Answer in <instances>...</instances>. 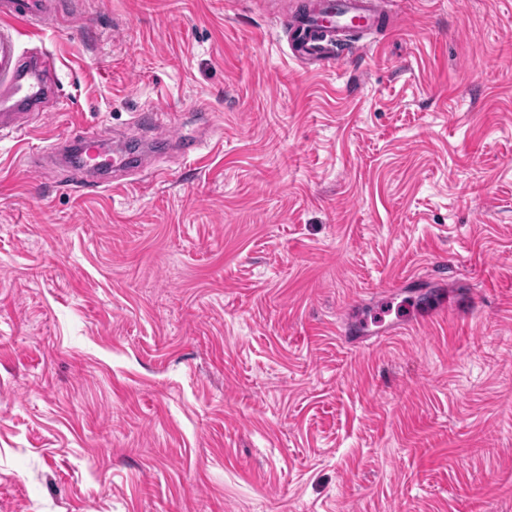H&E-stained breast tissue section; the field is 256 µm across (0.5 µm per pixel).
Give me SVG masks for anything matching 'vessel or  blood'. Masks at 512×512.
I'll use <instances>...</instances> for the list:
<instances>
[{"instance_id": "b4317fda", "label": "vessel or blood", "mask_w": 512, "mask_h": 512, "mask_svg": "<svg viewBox=\"0 0 512 512\" xmlns=\"http://www.w3.org/2000/svg\"><path fill=\"white\" fill-rule=\"evenodd\" d=\"M388 0H309L307 6L290 11L284 19L288 31V55L291 60L320 69H331L339 54L338 42L351 30L370 33L392 30L397 15L388 9ZM56 19L53 0H0V132H17L30 121L43 119L48 106L57 97L52 76L54 63L44 53H21L12 36L19 28H39ZM148 125L154 143L167 151L191 159L202 147L191 134L175 137L160 132L156 114H149ZM100 133H86L66 139L55 138L40 154L37 162L49 164L75 148L77 160L69 169L71 180L88 189L124 183L132 175L126 158H118L104 169L97 168Z\"/></svg>"}]
</instances>
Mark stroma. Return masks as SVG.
I'll list each match as a JSON object with an SVG mask.
<instances>
[{
	"mask_svg": "<svg viewBox=\"0 0 512 512\" xmlns=\"http://www.w3.org/2000/svg\"><path fill=\"white\" fill-rule=\"evenodd\" d=\"M272 3L17 34L61 98L0 135V512H512V0H396L324 71ZM147 109L201 159L21 161ZM100 132L86 133L82 135L70 136L69 138H51V143L40 154L32 157L31 161L34 167L36 164L53 163L64 155L66 150L74 147L77 153V160L69 169L68 177L72 181L80 183L88 189H97L110 186L112 184H122L129 177L133 176L132 170L128 166L127 159L120 157L104 169L93 168L89 165H95L99 159L98 147H102L104 138ZM35 159V160H34Z\"/></svg>",
	"mask_w": 512,
	"mask_h": 512,
	"instance_id": "35a3bbf8",
	"label": "stroma"
}]
</instances>
